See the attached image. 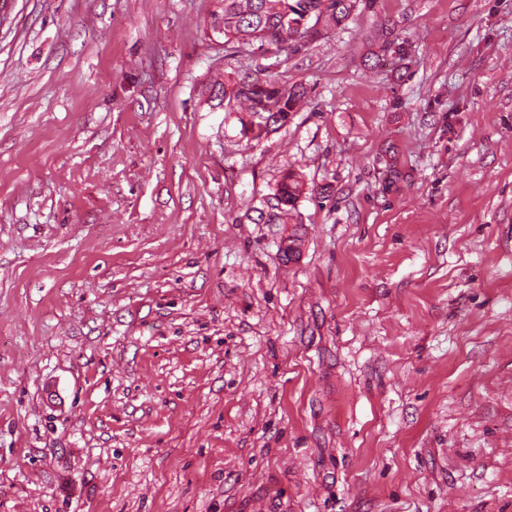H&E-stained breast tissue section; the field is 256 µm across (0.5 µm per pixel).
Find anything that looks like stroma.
I'll return each mask as SVG.
<instances>
[{"instance_id":"35a3bbf8","label":"stroma","mask_w":512,"mask_h":512,"mask_svg":"<svg viewBox=\"0 0 512 512\" xmlns=\"http://www.w3.org/2000/svg\"><path fill=\"white\" fill-rule=\"evenodd\" d=\"M215 8L0 0V512H512V0ZM360 0H218L219 11L211 14L212 26L229 45L226 56L242 45L276 54L291 53L322 35L325 26H340ZM306 20L302 29L296 27ZM322 23V27L317 26ZM283 60V61H285ZM229 87V88H228ZM224 84L225 108L232 112L267 114L265 122L251 125L253 139L262 138L268 132L270 121L282 126L288 121L289 112H296L306 98V89L301 83L283 84L273 79H260L249 73L238 75ZM302 188L303 184L293 172H288L278 185L277 194L275 195L277 207L288 206V210L282 211L283 213L288 211V218L292 216L291 212L295 210V203L302 194Z\"/></svg>"}]
</instances>
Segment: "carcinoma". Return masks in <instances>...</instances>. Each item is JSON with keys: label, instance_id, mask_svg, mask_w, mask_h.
Masks as SVG:
<instances>
[{"label": "carcinoma", "instance_id": "obj_1", "mask_svg": "<svg viewBox=\"0 0 512 512\" xmlns=\"http://www.w3.org/2000/svg\"><path fill=\"white\" fill-rule=\"evenodd\" d=\"M360 0H218L219 10L211 14L212 26L224 35L228 56L243 45H258L266 52L297 53L322 35V28L340 26ZM304 24L298 28V24ZM306 98L301 83L283 84L243 73L224 88V104L232 112L265 115V122L251 128L253 139L262 138L269 124L283 125ZM303 184L288 173L278 185L277 205L295 210Z\"/></svg>", "mask_w": 512, "mask_h": 512}]
</instances>
